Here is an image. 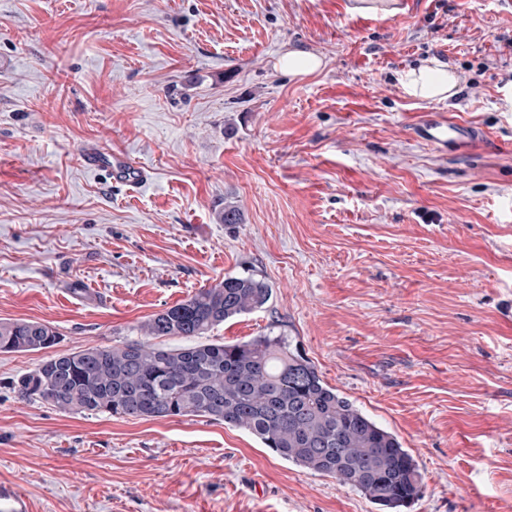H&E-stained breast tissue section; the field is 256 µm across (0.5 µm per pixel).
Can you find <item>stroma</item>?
I'll list each match as a JSON object with an SVG mask.
<instances>
[{
  "label": "stroma",
  "instance_id": "1",
  "mask_svg": "<svg viewBox=\"0 0 512 512\" xmlns=\"http://www.w3.org/2000/svg\"><path fill=\"white\" fill-rule=\"evenodd\" d=\"M0 0V320L56 353L255 273L270 302L209 340L283 337L398 435L407 512H512V6L409 0ZM292 49L323 59L292 77ZM448 63L453 97L401 76ZM437 113L480 152L411 129ZM121 154L138 193L82 161ZM239 224L220 223L225 203ZM44 352H0V484L33 512H380L204 417L68 414L17 397ZM345 10L364 15L373 22H385L399 15L405 8L404 0H347ZM59 342L60 334L50 324L27 320L0 322V352H38Z\"/></svg>",
  "mask_w": 512,
  "mask_h": 512
}]
</instances>
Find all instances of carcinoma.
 Here are the masks:
<instances>
[{"instance_id": "carcinoma-1", "label": "carcinoma", "mask_w": 512, "mask_h": 512, "mask_svg": "<svg viewBox=\"0 0 512 512\" xmlns=\"http://www.w3.org/2000/svg\"><path fill=\"white\" fill-rule=\"evenodd\" d=\"M272 287L226 275L154 314L144 340L52 355L14 385L17 396L71 414L136 419L205 417L244 430L278 456L336 478L400 512L422 493L421 474L398 437L326 383L279 336L203 342L214 327L263 308ZM162 337L196 339L181 347ZM60 334L49 324L0 322V352H38Z\"/></svg>"}]
</instances>
